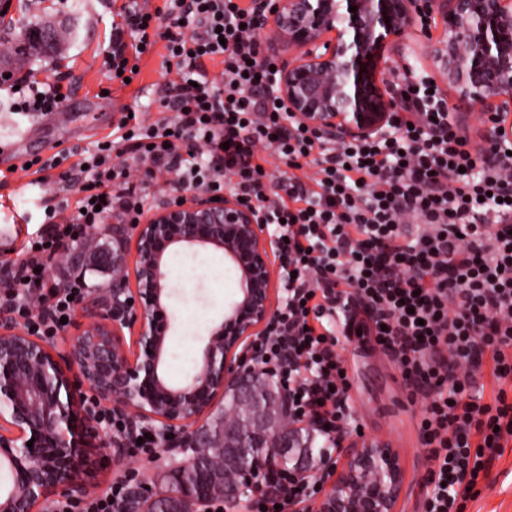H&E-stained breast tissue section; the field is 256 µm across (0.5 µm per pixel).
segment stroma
I'll return each mask as SVG.
<instances>
[{
    "mask_svg": "<svg viewBox=\"0 0 512 512\" xmlns=\"http://www.w3.org/2000/svg\"><path fill=\"white\" fill-rule=\"evenodd\" d=\"M116 0H10L5 21H0V39L17 35L13 22L49 21L69 29L70 35L53 53L39 54L18 75H33L38 81L68 73L74 78V90L68 99L76 121L50 125L47 118L29 117L13 112L0 102V145L7 143L15 128L37 127L41 135L28 146L29 153L48 157L55 144L85 149L108 134L127 105H138L147 120H155L160 111L157 90L164 83L161 67L165 53L156 44L152 53L142 56L139 76L129 86L108 79L103 69L104 51L114 29L112 7ZM45 194L41 185H27L25 180L10 179L0 184V224L18 225L22 235L13 244L21 249L24 232L39 227L38 207ZM90 245L71 246L65 258L71 275H84L93 289L111 283L112 227L104 224L90 235ZM171 286L170 305L176 315V330L168 341L166 372L176 382L194 374L201 364V348L207 332L217 322L224 299L234 289L230 272L225 271L215 253L178 249L168 257ZM338 351L350 378L352 413L356 431L346 435V442L377 440L395 448L406 471V481L398 503V512H422L421 487L430 464L420 443L417 424L421 403L408 395L402 378L391 359L357 339H341ZM167 461H148L131 457L129 465L113 463L112 445L100 440L96 463L87 482L92 496L103 495L112 481L128 471H138L153 491L170 489ZM480 495L467 502L465 512H512V443L504 448L490 470Z\"/></svg>",
    "mask_w": 512,
    "mask_h": 512,
    "instance_id": "obj_1",
    "label": "stroma"
}]
</instances>
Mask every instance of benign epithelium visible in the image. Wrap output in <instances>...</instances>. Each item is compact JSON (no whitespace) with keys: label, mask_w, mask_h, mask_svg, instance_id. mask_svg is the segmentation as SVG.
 Segmentation results:
<instances>
[{"label":"benign epithelium","mask_w":512,"mask_h":512,"mask_svg":"<svg viewBox=\"0 0 512 512\" xmlns=\"http://www.w3.org/2000/svg\"><path fill=\"white\" fill-rule=\"evenodd\" d=\"M356 11H349L350 7ZM260 54L276 61L277 95L289 120L329 141L379 140L399 120V97L386 74L405 66V38L441 34L428 52L454 90L451 110L488 114L485 156L512 140V0H249ZM390 23H385V20ZM126 24L112 37V71L133 59ZM112 284L82 303L83 324L65 350L29 334L0 310V468L14 485L0 493V512H41L58 493H83L84 469L98 436L85 399L123 416L130 434L148 429L168 456L193 455L178 467V493L162 512H197L209 500L214 473L192 469L198 450L217 448L205 435L228 395L250 407L246 429L224 431V452L243 459L245 448L265 452L243 464L224 495L233 503L253 487L261 469H280L306 482L317 471L308 448L278 429L256 397L263 373L254 346L279 305L283 278L275 238L257 208L232 193L214 200L188 192L176 204L154 207L137 224L112 227ZM177 249L213 250L224 257L235 291L208 333L199 370L184 382L166 377L169 311L167 255ZM130 337L134 350L124 349ZM32 446H27L28 441ZM331 473L307 504L288 512H397L404 472L399 456L378 442L339 444L324 455ZM145 483L130 490L123 512H147Z\"/></svg>","instance_id":"obj_1"}]
</instances>
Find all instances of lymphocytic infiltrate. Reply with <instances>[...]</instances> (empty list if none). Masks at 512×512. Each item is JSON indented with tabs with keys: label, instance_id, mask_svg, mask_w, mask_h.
<instances>
[{
	"label": "lymphocytic infiltrate",
	"instance_id": "f902f5d3",
	"mask_svg": "<svg viewBox=\"0 0 512 512\" xmlns=\"http://www.w3.org/2000/svg\"><path fill=\"white\" fill-rule=\"evenodd\" d=\"M159 23L167 79L158 118L121 114L93 148L18 167L39 183L62 169L76 196L42 203V231L0 276V308L54 339L89 292L85 279L54 280L63 245L86 242L111 217L138 223L150 199L231 189L264 214L290 273L256 353L285 391L291 423H307L323 447L342 442L353 418L336 345L373 337L410 397L423 400L419 434L432 467L422 512H464L512 442V155L487 161L472 151L425 83L407 88L391 139L324 141L279 106L272 62L238 0L129 5L136 55L152 50L149 29ZM67 80H0V90L12 93L14 111L49 115L69 98ZM271 156L283 172L267 169ZM484 368L497 386L489 399L477 383ZM134 479L126 474L97 498L55 502L52 512H119ZM324 483L258 471L243 512L310 501Z\"/></svg>",
	"mask_w": 512,
	"mask_h": 512
}]
</instances>
